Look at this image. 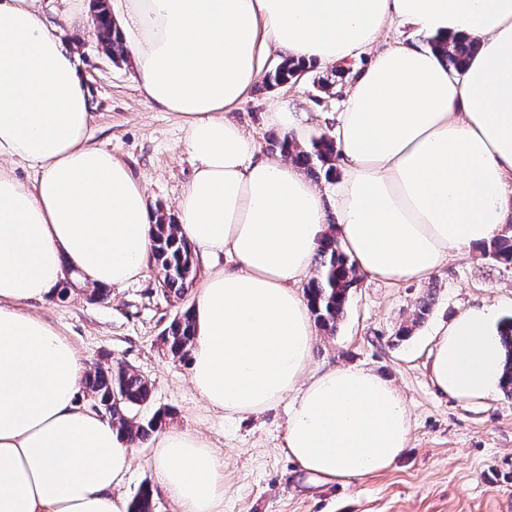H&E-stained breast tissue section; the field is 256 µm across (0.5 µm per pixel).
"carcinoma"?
<instances>
[{
    "label": "carcinoma",
    "mask_w": 512,
    "mask_h": 512,
    "mask_svg": "<svg viewBox=\"0 0 512 512\" xmlns=\"http://www.w3.org/2000/svg\"><path fill=\"white\" fill-rule=\"evenodd\" d=\"M98 30L103 50L118 59L124 56V49L115 36L116 24L106 14V9L97 12ZM430 46L437 48L449 69L460 71L465 66L476 45L472 41H460L453 46H443L436 40ZM314 64L302 60L286 59L266 76V83L278 86L296 81L309 72ZM284 154H294V160L311 174L324 172L329 178L336 170L338 150L333 139L321 136L312 140L311 149H297L288 139L275 141ZM155 265L164 272L162 290L180 298L188 290L197 274V264L188 241L178 235L177 225L160 213L152 225ZM482 250L498 261L512 263V234L504 233L494 237L482 246ZM359 277L346 253L334 236L320 241L315 258L314 276L306 289L311 313L317 324L333 333L336 331L348 300L350 290L357 286ZM165 349L173 358L182 359L189 355L193 344L192 322L185 312L171 320L164 329ZM500 336L505 349L504 381L500 385L503 394L512 398V319L501 323ZM86 392L93 396L90 407L100 411L112 422L119 425L131 442L142 443L156 429L155 419L139 421L133 412L145 405L150 398V386L131 367L118 363L87 374Z\"/></svg>",
    "instance_id": "carcinoma-1"
}]
</instances>
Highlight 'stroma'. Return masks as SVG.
<instances>
[{
    "label": "stroma",
    "instance_id": "stroma-1",
    "mask_svg": "<svg viewBox=\"0 0 512 512\" xmlns=\"http://www.w3.org/2000/svg\"><path fill=\"white\" fill-rule=\"evenodd\" d=\"M39 7L76 45L77 67L92 98L94 144L142 183L151 211L177 219L194 169L181 118L149 103L131 60L104 55L93 7H86L80 29L63 15L60 0H39ZM328 74L318 66L294 84L258 81L232 117L263 155L283 136L268 121L275 107L308 113L310 137L332 135L340 96L321 88ZM192 300L189 293L180 299L163 293L149 260L136 280L112 289L108 299L74 288L65 299L51 296L30 310L68 338L85 368L123 362L143 376L151 397L142 417L163 413V427L179 425L209 440L224 457L223 512H512V398L498 392L476 403L461 401L441 394L429 376L434 336L459 313L491 305L497 320L512 318V263H498L477 248L454 254L420 282L361 278L336 332L318 330L313 367L373 369L392 382L410 415V439L399 459L349 483H319L288 461L281 449L287 403L242 418L205 405L190 383L187 360L171 358L162 342L165 327ZM425 300L431 310L420 321L416 312ZM404 327L410 334L402 339ZM152 454V441L136 445L126 495L132 499L152 488V512H174L156 489Z\"/></svg>",
    "mask_w": 512,
    "mask_h": 512
}]
</instances>
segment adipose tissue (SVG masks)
Returning <instances> with one entry per match:
<instances>
[{
	"label": "adipose tissue",
	"mask_w": 512,
	"mask_h": 512,
	"mask_svg": "<svg viewBox=\"0 0 512 512\" xmlns=\"http://www.w3.org/2000/svg\"><path fill=\"white\" fill-rule=\"evenodd\" d=\"M38 0H0V512H127L133 449L82 402L86 370L31 303L67 268L96 288L135 278L151 254L144 188L92 142L91 95ZM120 40L146 99L180 115L195 174L179 229L210 268L194 296L189 376L224 416L289 403L283 451L303 471L348 482L390 468L410 419L369 368L312 371L316 328L301 290L335 232L357 272L419 282L512 219V0H114ZM407 24L474 40L461 73L431 48L385 42ZM323 67L369 63L344 87L334 140L338 220L302 167L261 156L230 114L270 51ZM493 307L455 317L432 380L473 401L501 382ZM157 485L176 512H222L224 459L205 437L158 435Z\"/></svg>",
	"instance_id": "ef3b65f1"
}]
</instances>
